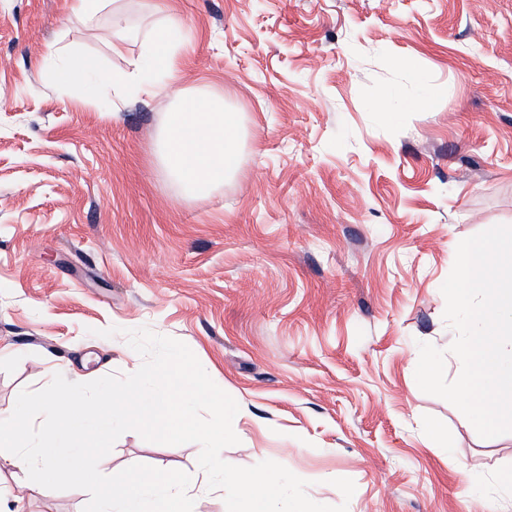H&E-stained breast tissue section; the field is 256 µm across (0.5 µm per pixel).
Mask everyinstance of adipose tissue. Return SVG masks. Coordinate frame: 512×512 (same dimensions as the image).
Here are the masks:
<instances>
[{
  "instance_id": "1",
  "label": "adipose tissue",
  "mask_w": 512,
  "mask_h": 512,
  "mask_svg": "<svg viewBox=\"0 0 512 512\" xmlns=\"http://www.w3.org/2000/svg\"><path fill=\"white\" fill-rule=\"evenodd\" d=\"M154 8L163 22L155 29L147 51L132 62L122 79L171 97L172 108L157 132L155 160L187 196L202 198L238 172L244 145L243 115L225 101L223 93L157 84V77L165 78L177 67L187 28L171 0H155ZM67 12L84 23L109 15L103 39L112 54L123 56L131 30L120 0H67ZM49 61L50 79L62 94H69L75 79L83 77L90 82L88 96L99 100L101 76L93 58L72 50L53 54Z\"/></svg>"
}]
</instances>
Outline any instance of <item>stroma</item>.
Listing matches in <instances>:
<instances>
[{
    "mask_svg": "<svg viewBox=\"0 0 512 512\" xmlns=\"http://www.w3.org/2000/svg\"><path fill=\"white\" fill-rule=\"evenodd\" d=\"M65 2L0 0V417L64 365L136 372L124 332L145 327L245 411L226 462L275 461L347 512H483L512 433L481 438L415 370L427 342L458 377L441 286L461 240L512 226V0H175V84L244 115L239 172L203 200L154 162L167 97L77 103L41 71L65 47L128 69L162 23L151 0H126L121 59ZM198 455L129 431L99 470L198 484ZM88 500L0 474V512Z\"/></svg>",
    "mask_w": 512,
    "mask_h": 512,
    "instance_id": "35a3bbf8",
    "label": "stroma"
}]
</instances>
